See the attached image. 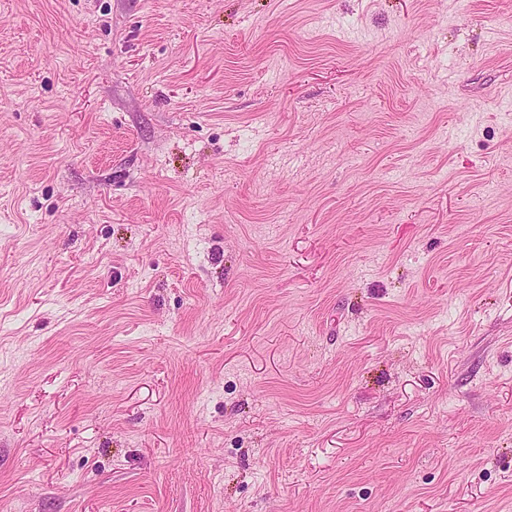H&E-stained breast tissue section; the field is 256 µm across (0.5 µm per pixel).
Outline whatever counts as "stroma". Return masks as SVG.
<instances>
[{
	"mask_svg": "<svg viewBox=\"0 0 512 512\" xmlns=\"http://www.w3.org/2000/svg\"><path fill=\"white\" fill-rule=\"evenodd\" d=\"M0 512H512V0H0Z\"/></svg>",
	"mask_w": 512,
	"mask_h": 512,
	"instance_id": "stroma-1",
	"label": "stroma"
}]
</instances>
